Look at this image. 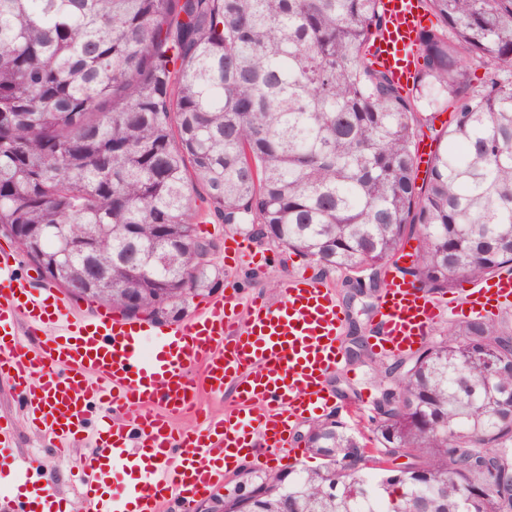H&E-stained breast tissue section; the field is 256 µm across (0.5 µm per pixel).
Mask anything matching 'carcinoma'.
Listing matches in <instances>:
<instances>
[{"label":"carcinoma","instance_id":"obj_1","mask_svg":"<svg viewBox=\"0 0 512 512\" xmlns=\"http://www.w3.org/2000/svg\"><path fill=\"white\" fill-rule=\"evenodd\" d=\"M381 0H0V228L71 288L168 315L206 216L323 270L428 291L512 267V0H422L411 88L376 69ZM485 69L472 83V67ZM419 177L417 147L436 115ZM371 419L399 489L336 419L324 465L269 472L224 512H512V329L472 319L384 368Z\"/></svg>","mask_w":512,"mask_h":512}]
</instances>
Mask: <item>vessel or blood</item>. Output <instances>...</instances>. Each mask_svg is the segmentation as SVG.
Segmentation results:
<instances>
[{
  "label": "vessel or blood",
  "mask_w": 512,
  "mask_h": 512,
  "mask_svg": "<svg viewBox=\"0 0 512 512\" xmlns=\"http://www.w3.org/2000/svg\"><path fill=\"white\" fill-rule=\"evenodd\" d=\"M387 28L376 68L404 88L417 69L413 48L424 23L419 0H383ZM16 255L0 245V372L9 375L25 416L61 447L93 437L79 461L81 494L95 512H161L169 495L209 494L240 456L259 466L297 456V422L333 407L328 379L343 358L345 313L323 279L287 280L280 301L258 294L245 312L231 297L207 302L182 326L100 312L86 318L53 296L14 283ZM512 305V274L469 290L458 313L479 317ZM446 309L414 280L392 275L375 312L373 348L397 357L421 345ZM39 337L25 349L20 332ZM230 394L223 418L187 432L174 417L198 411L201 392ZM113 417L86 425L89 402ZM142 465L120 492L112 474Z\"/></svg>",
  "instance_id": "vessel-or-blood-1"
}]
</instances>
